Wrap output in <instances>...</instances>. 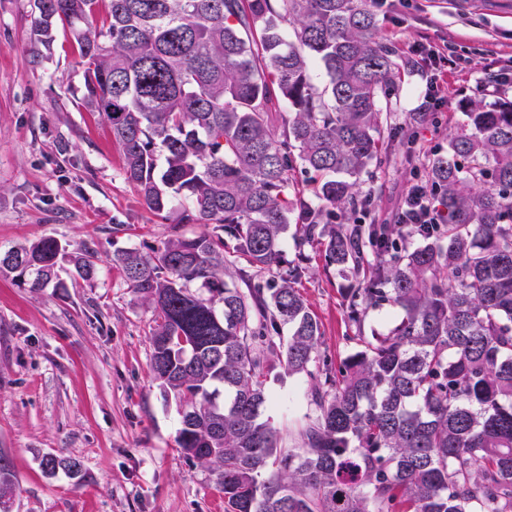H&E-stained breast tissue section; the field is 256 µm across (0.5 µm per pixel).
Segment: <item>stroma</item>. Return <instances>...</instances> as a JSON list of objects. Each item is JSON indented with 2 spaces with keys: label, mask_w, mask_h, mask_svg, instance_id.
<instances>
[{
  "label": "stroma",
  "mask_w": 512,
  "mask_h": 512,
  "mask_svg": "<svg viewBox=\"0 0 512 512\" xmlns=\"http://www.w3.org/2000/svg\"><path fill=\"white\" fill-rule=\"evenodd\" d=\"M375 10L380 38L402 59L414 45L462 56L438 75V122L418 126L410 149L404 132L428 90L425 73L404 76L383 133L386 160L360 177L369 222L390 224L420 158L447 149L469 102L501 94L477 80L512 60V0H383ZM37 15L35 0H0V251L51 236L94 249L98 278L76 279L65 261L38 292L0 277V456L15 475L12 512H220L215 475L176 444L178 401L153 379L152 312L112 263L115 249L160 244L171 223L125 182L108 122L82 106L77 44L59 29L40 45ZM285 258L305 268L298 289L320 325L322 356L337 366L350 349L344 290L353 279L309 246L286 244ZM306 388L302 375L269 384L284 447L314 413ZM60 451L80 459V478L43 472L42 455Z\"/></svg>",
  "instance_id": "obj_1"
}]
</instances>
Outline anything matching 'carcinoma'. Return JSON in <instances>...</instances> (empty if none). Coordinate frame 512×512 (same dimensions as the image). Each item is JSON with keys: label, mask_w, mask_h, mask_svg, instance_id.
<instances>
[{"label": "carcinoma", "mask_w": 512, "mask_h": 512, "mask_svg": "<svg viewBox=\"0 0 512 512\" xmlns=\"http://www.w3.org/2000/svg\"><path fill=\"white\" fill-rule=\"evenodd\" d=\"M372 2L37 0L39 42L60 25L79 46L81 101L109 122L124 180L177 225H215L112 262L153 309L151 368L179 401L176 443L216 472L230 512H512V99L470 103L448 151L423 160L445 223H336L383 162L404 71ZM298 165L315 206L288 198ZM290 214L296 248L357 281L356 349L334 372L297 289L305 268L283 266ZM66 257L95 279L93 251L52 237L1 252L0 275L39 291ZM384 306L400 322L364 335ZM278 368L309 378L299 448L280 447L265 416ZM42 465L82 471L65 454ZM14 489L0 464V512Z\"/></svg>", "instance_id": "cac0c4a2"}]
</instances>
